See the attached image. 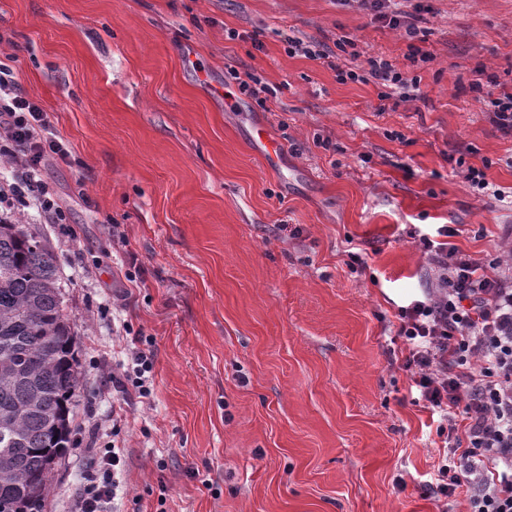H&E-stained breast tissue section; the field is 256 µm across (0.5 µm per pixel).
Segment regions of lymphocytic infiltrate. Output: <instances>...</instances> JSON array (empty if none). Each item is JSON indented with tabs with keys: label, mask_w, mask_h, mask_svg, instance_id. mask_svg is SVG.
<instances>
[{
	"label": "lymphocytic infiltrate",
	"mask_w": 512,
	"mask_h": 512,
	"mask_svg": "<svg viewBox=\"0 0 512 512\" xmlns=\"http://www.w3.org/2000/svg\"><path fill=\"white\" fill-rule=\"evenodd\" d=\"M370 75L383 86L378 111L392 96L408 98L416 78L375 60ZM70 153L44 110L23 91L13 68L0 63V157L13 161L0 181V203L35 210L45 223L59 224L64 212L44 171L51 158ZM453 229L420 234L430 253L435 283L424 299L399 311L398 334L408 353L403 366L432 414L448 450L424 486L437 498L466 493L468 512H512V275H487L485 263L449 241ZM142 334L127 346L132 362L113 373L119 400L105 418L93 421L109 441L86 467L83 487L69 512H109L119 481L125 421L123 399L151 395L153 356L142 349Z\"/></svg>",
	"instance_id": "1"
}]
</instances>
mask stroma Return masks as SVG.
<instances>
[{"mask_svg": "<svg viewBox=\"0 0 512 512\" xmlns=\"http://www.w3.org/2000/svg\"><path fill=\"white\" fill-rule=\"evenodd\" d=\"M399 6L417 36L359 0H0V60L70 152L45 173L66 229L14 213L55 249L81 370L43 512H68L88 419L112 409L116 315L154 352L120 512H466L422 489L444 440L398 309L433 283L418 231L448 225L512 268V134L471 90L512 85V0ZM290 37L327 57L288 54ZM377 57L419 81L387 112L382 85L336 79Z\"/></svg>", "mask_w": 512, "mask_h": 512, "instance_id": "obj_1", "label": "stroma"}]
</instances>
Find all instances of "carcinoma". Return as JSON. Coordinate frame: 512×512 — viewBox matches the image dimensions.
<instances>
[{"instance_id": "1", "label": "carcinoma", "mask_w": 512, "mask_h": 512, "mask_svg": "<svg viewBox=\"0 0 512 512\" xmlns=\"http://www.w3.org/2000/svg\"><path fill=\"white\" fill-rule=\"evenodd\" d=\"M74 336L53 247L0 221V512H40L50 492L79 401Z\"/></svg>"}]
</instances>
